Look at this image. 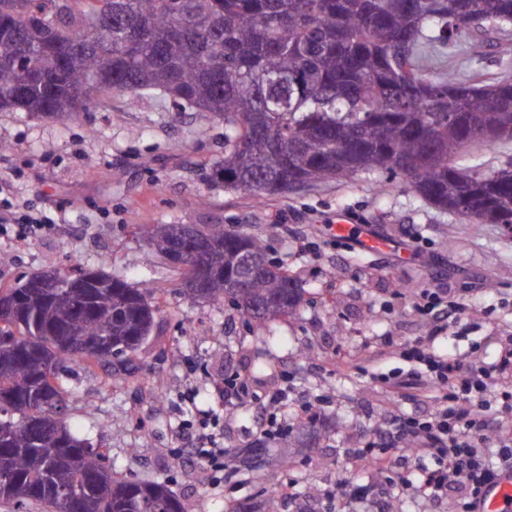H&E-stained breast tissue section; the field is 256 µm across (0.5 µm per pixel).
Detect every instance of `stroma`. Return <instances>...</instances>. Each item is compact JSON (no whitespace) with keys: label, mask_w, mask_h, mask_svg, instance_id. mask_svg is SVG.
Returning <instances> with one entry per match:
<instances>
[{"label":"stroma","mask_w":512,"mask_h":512,"mask_svg":"<svg viewBox=\"0 0 512 512\" xmlns=\"http://www.w3.org/2000/svg\"><path fill=\"white\" fill-rule=\"evenodd\" d=\"M497 31H462L448 49L460 79L512 75ZM224 157V124L179 112L152 94H112L77 118L0 112V207L51 218V233L0 228V286L73 267L149 283L158 307L152 337L127 366L65 364L73 432L106 448L118 478L168 485L185 512H381L379 499L342 496L343 481L374 483L348 451L421 410L429 385L398 387L378 374L401 367L400 346L426 338L413 302L439 288L465 305L435 348L493 362L488 336L512 328V234L438 209L401 178L361 174L313 191L256 198L225 191L212 171ZM367 224L394 249L366 252L337 240V215ZM221 224L262 236L270 257L300 281V313L259 327L231 304L182 292L183 274L141 233L146 224ZM493 317H486V310ZM237 375L252 396L228 399ZM287 397H280V389ZM317 411L303 429L305 403ZM230 454L223 467L188 458L197 411ZM417 460L397 453L386 487L395 512H451L414 490ZM290 488L280 496L279 486Z\"/></svg>","instance_id":"35a3bbf8"}]
</instances>
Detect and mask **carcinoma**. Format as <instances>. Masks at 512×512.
<instances>
[{
  "mask_svg": "<svg viewBox=\"0 0 512 512\" xmlns=\"http://www.w3.org/2000/svg\"><path fill=\"white\" fill-rule=\"evenodd\" d=\"M34 9L42 40L0 63L1 111L73 118L118 92L135 102L159 92L178 111L224 121V159L213 180L258 197L306 190L359 174L407 180L431 204L470 224H512V158L490 171L465 144L512 141V79L461 83L444 64L462 28L512 24V0H0V25ZM146 233L160 252L208 241L200 284L184 269L186 294L232 302L256 324L297 314L302 288L267 257L258 236L194 224ZM98 288H5L20 299L0 314V500L15 512L52 509L80 494L78 512H184L160 482L112 476L110 456L67 425V359L86 367L130 355L158 311L148 291L95 271Z\"/></svg>",
  "mask_w": 512,
  "mask_h": 512,
  "instance_id": "obj_1",
  "label": "carcinoma"
}]
</instances>
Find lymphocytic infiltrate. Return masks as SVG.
I'll use <instances>...</instances> for the list:
<instances>
[{
  "label": "lymphocytic infiltrate",
  "instance_id": "f902f5d3",
  "mask_svg": "<svg viewBox=\"0 0 512 512\" xmlns=\"http://www.w3.org/2000/svg\"><path fill=\"white\" fill-rule=\"evenodd\" d=\"M414 309L437 335L460 321L464 307L442 290L427 288L417 295ZM400 354L410 365L407 378H423L437 388L434 405L419 414L397 416L395 435H379L353 456L384 467L389 450L401 441L411 443L412 455L434 461L422 472L419 492L433 500L451 499L453 512H475L486 483L512 472V437L492 439V425L472 418L478 409L512 414V387L497 388L512 378V339L503 340L499 361L489 367L438 354L427 339L401 344Z\"/></svg>",
  "mask_w": 512,
  "mask_h": 512
}]
</instances>
